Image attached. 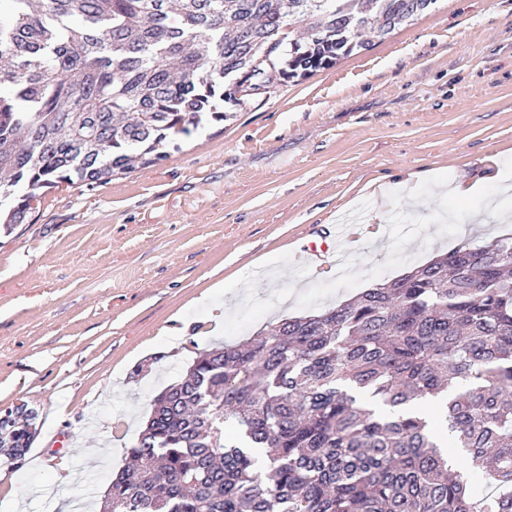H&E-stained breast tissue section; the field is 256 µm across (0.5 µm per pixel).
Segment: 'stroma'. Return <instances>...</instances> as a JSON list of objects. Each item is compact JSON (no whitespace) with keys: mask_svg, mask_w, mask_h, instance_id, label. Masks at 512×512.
<instances>
[{"mask_svg":"<svg viewBox=\"0 0 512 512\" xmlns=\"http://www.w3.org/2000/svg\"><path fill=\"white\" fill-rule=\"evenodd\" d=\"M455 177L512 184V0H436L159 165L43 192L0 235V411L39 413L23 466L0 464V512H99L199 352L512 234L443 195ZM349 217L358 239L315 272L305 246Z\"/></svg>","mask_w":512,"mask_h":512,"instance_id":"1","label":"stroma"}]
</instances>
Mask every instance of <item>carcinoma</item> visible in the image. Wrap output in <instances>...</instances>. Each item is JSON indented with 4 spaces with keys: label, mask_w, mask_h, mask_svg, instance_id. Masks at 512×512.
Instances as JSON below:
<instances>
[{
    "label": "carcinoma",
    "mask_w": 512,
    "mask_h": 512,
    "mask_svg": "<svg viewBox=\"0 0 512 512\" xmlns=\"http://www.w3.org/2000/svg\"><path fill=\"white\" fill-rule=\"evenodd\" d=\"M0 0V215L155 166L411 20L413 0ZM361 36H356V33ZM34 439L11 430L17 466ZM112 512H512V237L213 347L153 399Z\"/></svg>",
    "instance_id": "1"
}]
</instances>
